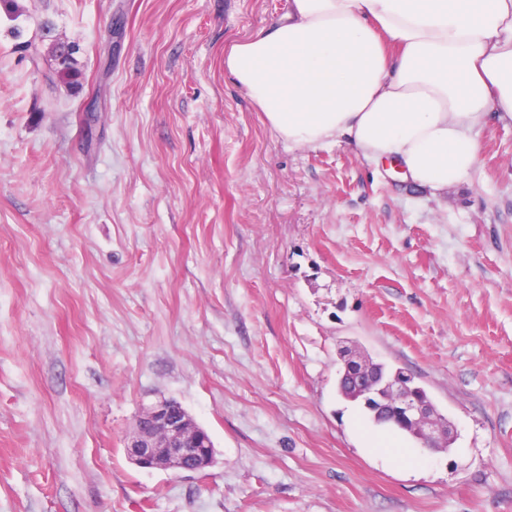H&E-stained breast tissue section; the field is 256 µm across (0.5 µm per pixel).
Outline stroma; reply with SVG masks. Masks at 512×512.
<instances>
[{
  "instance_id": "obj_1",
  "label": "stroma",
  "mask_w": 512,
  "mask_h": 512,
  "mask_svg": "<svg viewBox=\"0 0 512 512\" xmlns=\"http://www.w3.org/2000/svg\"><path fill=\"white\" fill-rule=\"evenodd\" d=\"M0 10V512H512V124L431 198L345 143L291 149L224 71L286 0ZM49 32H42L41 22ZM76 47L79 93L26 44ZM452 422L417 450L342 399V347ZM176 399L198 473L123 439Z\"/></svg>"
}]
</instances>
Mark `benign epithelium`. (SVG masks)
<instances>
[{"label":"benign epithelium","instance_id":"benign-epithelium-1","mask_svg":"<svg viewBox=\"0 0 512 512\" xmlns=\"http://www.w3.org/2000/svg\"><path fill=\"white\" fill-rule=\"evenodd\" d=\"M373 369L362 356L350 355L344 362V374L361 386L365 401L387 411L391 423L417 431L426 448L447 450L451 428L432 404L416 394L414 377L398 371L390 379L378 380ZM125 451L140 468L180 473H197L211 466L214 453L208 432L179 403L167 398L143 408L126 439Z\"/></svg>","mask_w":512,"mask_h":512}]
</instances>
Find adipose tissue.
<instances>
[{"label":"adipose tissue","mask_w":512,"mask_h":512,"mask_svg":"<svg viewBox=\"0 0 512 512\" xmlns=\"http://www.w3.org/2000/svg\"><path fill=\"white\" fill-rule=\"evenodd\" d=\"M224 70L289 146L347 143L435 196L470 180L489 113L512 121V0H286Z\"/></svg>","instance_id":"obj_1"}]
</instances>
